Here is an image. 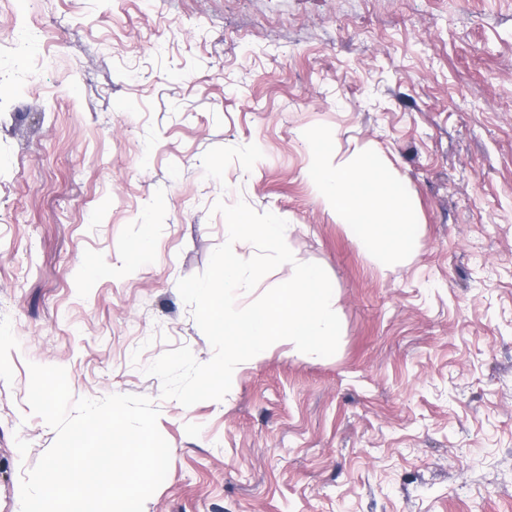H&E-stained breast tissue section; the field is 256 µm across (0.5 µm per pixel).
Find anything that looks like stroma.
Instances as JSON below:
<instances>
[{"label": "stroma", "instance_id": "35a3bbf8", "mask_svg": "<svg viewBox=\"0 0 512 512\" xmlns=\"http://www.w3.org/2000/svg\"><path fill=\"white\" fill-rule=\"evenodd\" d=\"M316 135L397 179L409 250L325 201ZM220 200L287 221L341 337L186 407L142 368L213 356L177 283L224 242ZM32 362L156 403L144 512H512V0H0V512L56 439Z\"/></svg>", "mask_w": 512, "mask_h": 512}]
</instances>
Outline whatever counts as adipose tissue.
I'll return each mask as SVG.
<instances>
[{
    "label": "adipose tissue",
    "mask_w": 512,
    "mask_h": 512,
    "mask_svg": "<svg viewBox=\"0 0 512 512\" xmlns=\"http://www.w3.org/2000/svg\"><path fill=\"white\" fill-rule=\"evenodd\" d=\"M309 177L322 187L361 243L377 249L391 244L401 250L409 247L413 227L405 220L402 195L385 180L376 164L358 170L316 167Z\"/></svg>",
    "instance_id": "1"
}]
</instances>
